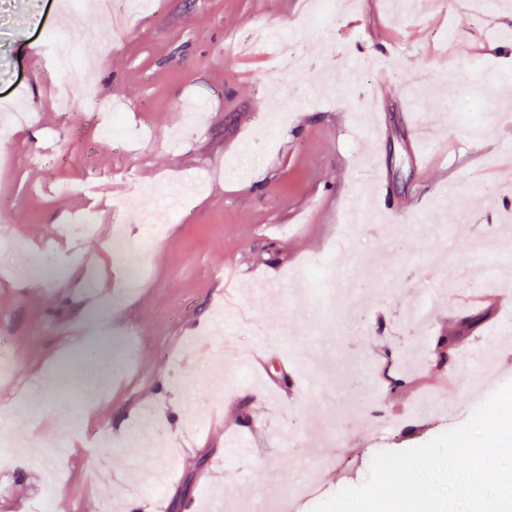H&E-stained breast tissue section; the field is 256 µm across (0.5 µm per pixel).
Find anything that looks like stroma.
I'll use <instances>...</instances> for the list:
<instances>
[{
	"mask_svg": "<svg viewBox=\"0 0 512 512\" xmlns=\"http://www.w3.org/2000/svg\"><path fill=\"white\" fill-rule=\"evenodd\" d=\"M68 0H0V97L16 94L34 123L0 141V338L14 354L17 381L37 383L36 397L0 405V435L27 464L0 471V512H35L46 493L42 473L62 477L50 512H104L95 488L103 463L115 465L112 499L140 512H213L203 474L224 460V512L257 502L267 512L300 482L319 483L324 497L363 484L374 453L424 444L464 423L480 404L470 391L480 366L438 367L430 339L462 333L463 353L483 348L495 329L512 331V300L460 298L461 271L479 269L497 288L512 287V241L492 237L512 218V167L492 155L512 150V0H494L481 17L464 0H436L431 11L395 14L391 0H358L321 19L314 0H154L127 32L109 15L68 7ZM297 39L308 59L299 71L269 69L261 50L239 47L258 29ZM74 43L98 67L71 77V114L56 104L52 49L37 53L43 31ZM465 46L468 62L448 70L440 42ZM127 102L130 125L142 127L128 148L105 136L88 108L90 97ZM200 99L206 122L180 149L171 137L183 125L177 102ZM436 138L420 148L427 168L414 166V122ZM492 139V151L457 154L468 126ZM374 167L388 198L411 202L413 217L385 218L360 178ZM205 180L163 236L149 238L134 202L189 176ZM81 185L60 195L56 184ZM93 213L92 243L57 236L59 225ZM121 232L141 266L140 288H123L110 238ZM80 247L90 255L110 306L91 310L83 274L54 270ZM345 251L338 279L356 278L355 296L323 311L313 288H292L318 275L331 252ZM238 265L240 306L264 334L221 315L225 283L217 269ZM425 301L427 322L406 309ZM481 322L461 331L459 320ZM98 322L91 354L59 364L66 350L54 331L61 322ZM264 356L268 375L244 371ZM422 359L404 387L402 363ZM95 368L107 378L102 396L85 409L82 388L56 386L59 372L84 379ZM293 371L286 414L265 416L267 380ZM454 374L457 416L410 419L395 433L382 419L404 412L421 393ZM107 440L94 442L98 430ZM185 438L183 458L162 443ZM255 441L251 454L227 453L228 440Z\"/></svg>",
	"mask_w": 512,
	"mask_h": 512,
	"instance_id": "1",
	"label": "stroma"
}]
</instances>
